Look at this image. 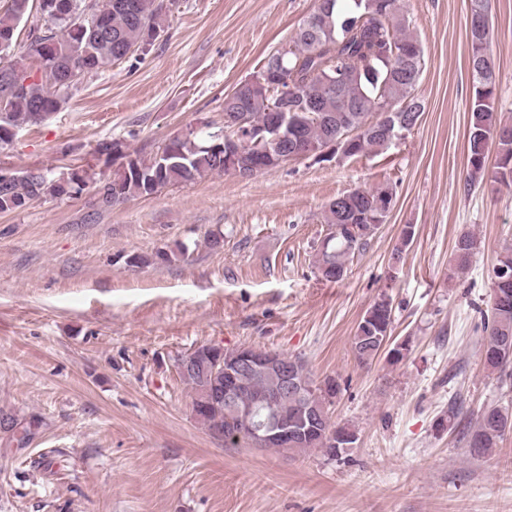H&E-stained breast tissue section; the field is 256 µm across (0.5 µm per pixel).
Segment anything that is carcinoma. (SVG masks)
<instances>
[{
  "instance_id": "carcinoma-1",
  "label": "carcinoma",
  "mask_w": 512,
  "mask_h": 512,
  "mask_svg": "<svg viewBox=\"0 0 512 512\" xmlns=\"http://www.w3.org/2000/svg\"><path fill=\"white\" fill-rule=\"evenodd\" d=\"M175 0H112L100 25H70L84 11L87 0H7L0 11V151L8 149L24 125L37 123L58 111L74 88L71 74L96 73L122 61L126 51L151 39L150 33L164 32ZM28 25L22 54L13 60L12 47L20 24ZM406 17L398 0H317L315 10L300 24L288 46L270 54L255 82L235 87L224 96V112H242L258 131L270 123L278 105L284 111L280 155L297 158L311 154L317 161L328 143L346 129L354 138L345 157L381 154L397 135L410 131L409 116H421L422 105L414 95L424 64L421 44L408 32ZM469 46L471 108L467 142L466 184L491 182L512 184V125L502 123L495 112L496 66L489 52L490 28H466ZM32 66L33 74L18 89L13 70ZM275 72L288 89V97L276 100L261 83L264 73ZM392 107L390 125L379 127L371 120L381 105ZM219 131L210 128L178 132L162 146L163 155L148 156L126 151L124 169L94 178L83 167L57 173L39 168L12 172L0 182V213L16 211L41 199H75L91 192L96 209L93 220L104 211L134 199L147 197L168 186L194 182L214 173H228L224 152L216 143ZM497 163L486 171L489 149ZM393 207L389 187L355 189L330 200L323 209L329 235L316 248L314 265L321 279L343 280L350 258L366 251L370 240L387 221ZM478 241L461 234L454 246L457 269L470 267ZM392 316L389 302L381 297L365 312L352 339L361 365L370 363L390 339ZM482 356L487 369L504 371L512 365V248L497 257L490 286V310L484 316ZM242 351L257 360L270 352L247 346ZM239 349L226 350L203 345L181 358L180 375L195 391L192 411L209 433L232 447L242 444L282 451L332 448L336 456L347 453L357 441L354 430L336 426L329 416L326 394L338 390L333 380L317 382L303 361L288 360L293 379L303 388L301 400L284 399L275 410L290 420L304 421L306 413L316 417L308 432L293 435L288 443L256 441L252 428L269 413V405L257 397L279 383L275 373L252 376L236 374L245 390L232 406L224 404L226 360ZM512 430V415L494 407L483 411L469 434L471 452L482 455L497 447Z\"/></svg>"
}]
</instances>
